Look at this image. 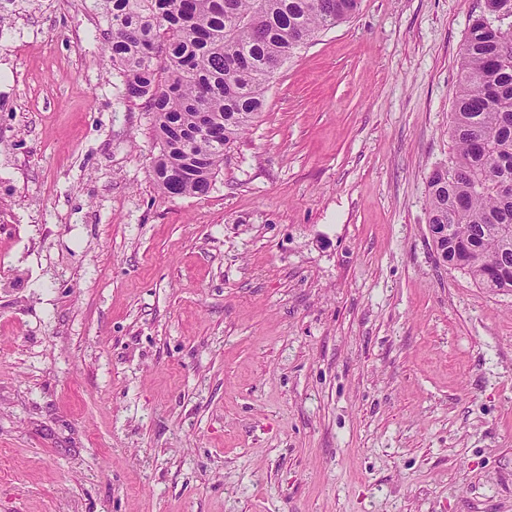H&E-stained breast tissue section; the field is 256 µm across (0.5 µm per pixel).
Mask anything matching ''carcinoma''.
I'll return each instance as SVG.
<instances>
[{
    "mask_svg": "<svg viewBox=\"0 0 512 512\" xmlns=\"http://www.w3.org/2000/svg\"><path fill=\"white\" fill-rule=\"evenodd\" d=\"M112 64L127 99L153 114L157 186L209 192L224 158L263 112L275 76L360 0H105ZM206 112L202 131L196 116ZM448 181L427 178V223L448 225V266L512 291V35L468 28L450 127Z\"/></svg>",
    "mask_w": 512,
    "mask_h": 512,
    "instance_id": "cac0c4a2",
    "label": "carcinoma"
}]
</instances>
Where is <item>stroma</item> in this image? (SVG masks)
I'll use <instances>...</instances> for the list:
<instances>
[{
	"instance_id": "stroma-1",
	"label": "stroma",
	"mask_w": 512,
	"mask_h": 512,
	"mask_svg": "<svg viewBox=\"0 0 512 512\" xmlns=\"http://www.w3.org/2000/svg\"><path fill=\"white\" fill-rule=\"evenodd\" d=\"M483 0H361L170 197L98 0L0 33V512H512V292L438 264Z\"/></svg>"
}]
</instances>
